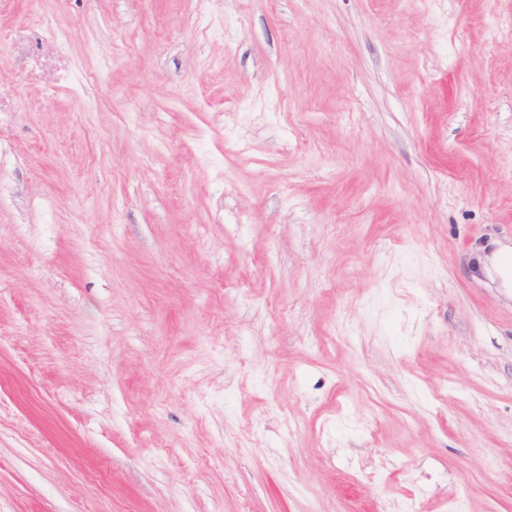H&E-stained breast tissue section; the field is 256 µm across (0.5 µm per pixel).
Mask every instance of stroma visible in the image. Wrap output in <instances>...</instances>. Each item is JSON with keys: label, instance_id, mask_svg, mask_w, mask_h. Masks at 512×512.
Masks as SVG:
<instances>
[{"label": "stroma", "instance_id": "35a3bbf8", "mask_svg": "<svg viewBox=\"0 0 512 512\" xmlns=\"http://www.w3.org/2000/svg\"><path fill=\"white\" fill-rule=\"evenodd\" d=\"M512 0H0V512H512Z\"/></svg>", "mask_w": 512, "mask_h": 512}]
</instances>
